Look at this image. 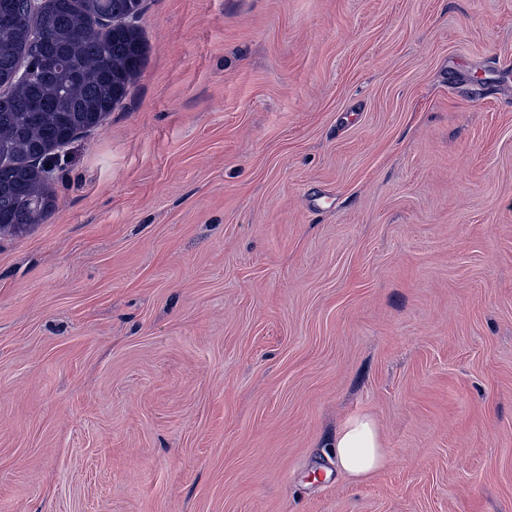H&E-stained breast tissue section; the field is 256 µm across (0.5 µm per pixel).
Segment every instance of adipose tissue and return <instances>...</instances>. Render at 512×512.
I'll return each instance as SVG.
<instances>
[{
    "mask_svg": "<svg viewBox=\"0 0 512 512\" xmlns=\"http://www.w3.org/2000/svg\"><path fill=\"white\" fill-rule=\"evenodd\" d=\"M336 465L354 481L369 479L386 463L379 428L370 414L349 417L332 442Z\"/></svg>",
    "mask_w": 512,
    "mask_h": 512,
    "instance_id": "1",
    "label": "adipose tissue"
}]
</instances>
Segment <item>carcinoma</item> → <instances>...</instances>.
<instances>
[{
	"label": "carcinoma",
	"instance_id": "cac0c4a2",
	"mask_svg": "<svg viewBox=\"0 0 512 512\" xmlns=\"http://www.w3.org/2000/svg\"><path fill=\"white\" fill-rule=\"evenodd\" d=\"M141 0H0V231L33 224L54 207L32 159L89 128L126 93L144 56L141 35L112 21L140 11ZM38 75L19 84V72Z\"/></svg>",
	"mask_w": 512,
	"mask_h": 512
}]
</instances>
